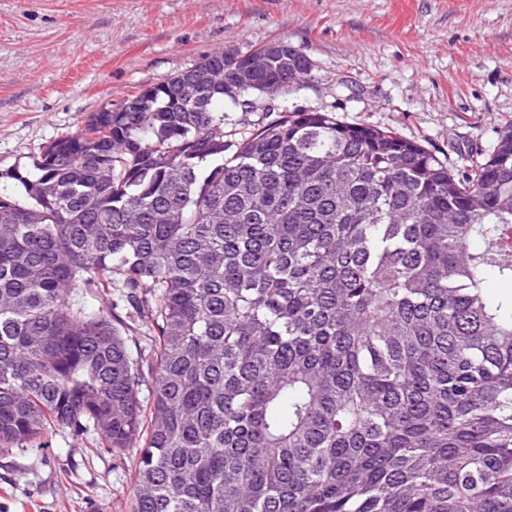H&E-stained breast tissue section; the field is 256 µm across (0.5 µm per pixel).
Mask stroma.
<instances>
[{
  "mask_svg": "<svg viewBox=\"0 0 512 512\" xmlns=\"http://www.w3.org/2000/svg\"><path fill=\"white\" fill-rule=\"evenodd\" d=\"M278 38L310 57L308 80L226 106L228 129L327 110L463 169L512 124V0H0V171L207 53ZM138 458L63 431L0 448V512H129Z\"/></svg>",
  "mask_w": 512,
  "mask_h": 512,
  "instance_id": "1",
  "label": "stroma"
}]
</instances>
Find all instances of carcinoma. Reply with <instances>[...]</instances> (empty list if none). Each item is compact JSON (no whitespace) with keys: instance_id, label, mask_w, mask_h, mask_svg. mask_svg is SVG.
I'll use <instances>...</instances> for the list:
<instances>
[{"instance_id":"cac0c4a2","label":"carcinoma","mask_w":512,"mask_h":512,"mask_svg":"<svg viewBox=\"0 0 512 512\" xmlns=\"http://www.w3.org/2000/svg\"><path fill=\"white\" fill-rule=\"evenodd\" d=\"M268 59L236 90L214 51L0 171V447L137 443L132 512H512V126L464 170L319 110L224 138L312 70ZM77 288L148 319L147 400Z\"/></svg>"}]
</instances>
